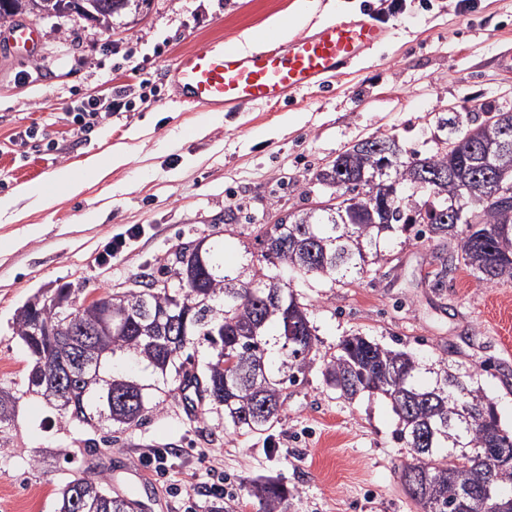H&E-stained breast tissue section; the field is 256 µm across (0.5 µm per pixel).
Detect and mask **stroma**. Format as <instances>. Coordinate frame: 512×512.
Wrapping results in <instances>:
<instances>
[{
    "label": "stroma",
    "instance_id": "stroma-1",
    "mask_svg": "<svg viewBox=\"0 0 512 512\" xmlns=\"http://www.w3.org/2000/svg\"><path fill=\"white\" fill-rule=\"evenodd\" d=\"M311 25L331 15L369 14L390 39L324 86L274 106L225 112L220 122L177 102L169 70L192 47L227 44L288 15L296 0H147L139 14L105 31L78 16L45 17L34 58L0 54V195L48 184L56 169L122 147L126 164L88 177L76 196L60 188L49 204L20 200L23 217L0 216V384L21 381L28 354L15 336L17 310L68 286L90 301L133 280L161 278L166 257L204 238L224 245L227 268L257 260L259 225L329 197L316 175L354 144L395 137L404 151L429 155L444 145L448 113L479 107L512 111V76L497 62L512 50V0H307ZM125 86L128 112L102 113L88 134L75 130L72 101L105 98ZM33 134L27 144L15 133ZM102 209L101 220L87 214ZM139 225L140 235L104 263V244ZM438 239L395 237L388 258L363 278L301 287L320 350L361 333L411 353L423 382L448 368L493 399L512 429V280L480 283L464 269L447 288H430ZM321 364L288 388L280 423L260 434L224 428L217 414L186 415L167 399L146 423L86 452L55 409L20 402L11 440L0 447V512H56L74 474L110 477L112 489L147 512L229 508L259 512L249 483L287 486L285 512H416L399 480L409 449L392 438L386 401H345L326 389ZM231 494L216 498L214 486Z\"/></svg>",
    "mask_w": 512,
    "mask_h": 512
}]
</instances>
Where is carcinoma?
<instances>
[{"label":"carcinoma","instance_id":"1","mask_svg":"<svg viewBox=\"0 0 512 512\" xmlns=\"http://www.w3.org/2000/svg\"><path fill=\"white\" fill-rule=\"evenodd\" d=\"M43 0H0V24ZM93 19L107 30L133 0H95ZM512 112L477 121L473 112L445 119L453 149L430 156L401 157L388 168L390 151L403 153L397 140L375 136L339 154L317 180L344 193L360 183L364 194L343 209L297 211L288 220L259 225L256 241L266 264L304 280L346 284L384 260L387 245L401 232L414 238L448 240L453 248L436 256L429 286L448 287L462 265L478 281L512 279V195L484 206L472 203L469 187L480 182L512 185V154L495 157L487 146ZM410 184L427 191L413 205L400 191ZM162 280L135 281V287L109 292L87 304L68 302L71 289L28 300L15 315L14 333L28 349L24 383L0 386V446L10 442L17 403L29 396L48 401V379L71 367L77 357L97 377L88 386L72 381L70 404L59 410L69 425L112 431L143 424L151 410L180 392L179 383L201 385V397L224 417V426L241 435L264 431L281 420L285 390L316 359L323 362L326 386L347 400L366 395L391 405L393 438L410 449L399 479L417 512H462L454 492L456 460L471 457L467 480L481 490L488 480L485 449L512 452V433L503 428L495 403L479 390L440 369L431 384L419 382V363L403 350L387 348L354 333L342 337L331 354L319 355V338L292 280L250 267L236 275L224 267V245L183 244L167 259ZM199 337L207 352L199 361L183 356ZM141 366L144 378L116 369V361ZM469 406L468 416L459 413ZM261 512H283L288 488L274 481L252 486ZM136 500L112 493L103 475L79 476L63 489L58 512H134ZM469 512H512V495L480 496Z\"/></svg>","mask_w":512,"mask_h":512}]
</instances>
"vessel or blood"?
Masks as SVG:
<instances>
[{"label": "vessel or blood", "instance_id": "obj_1", "mask_svg": "<svg viewBox=\"0 0 512 512\" xmlns=\"http://www.w3.org/2000/svg\"><path fill=\"white\" fill-rule=\"evenodd\" d=\"M386 27L366 16H335L311 31L256 53L205 44L185 53L171 72L185 103L199 110L236 112L271 105L323 85L384 43ZM42 34L33 22L0 35V47L35 53Z\"/></svg>", "mask_w": 512, "mask_h": 512}]
</instances>
